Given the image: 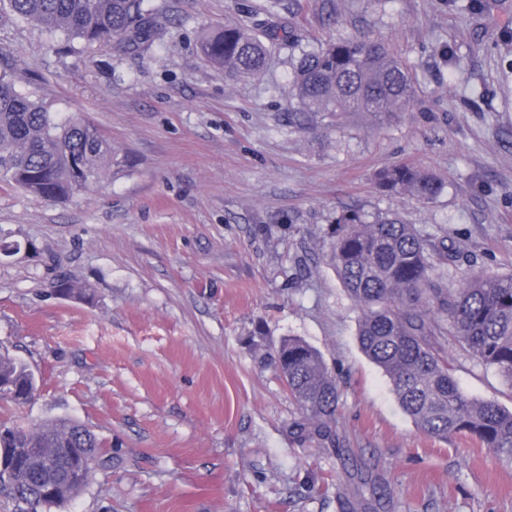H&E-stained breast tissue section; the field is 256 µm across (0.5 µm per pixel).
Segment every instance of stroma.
<instances>
[{"label":"stroma","instance_id":"35a3bbf8","mask_svg":"<svg viewBox=\"0 0 512 512\" xmlns=\"http://www.w3.org/2000/svg\"><path fill=\"white\" fill-rule=\"evenodd\" d=\"M169 22L146 52L71 53L0 10V71L59 116L93 124L112 167L65 201L0 181V352L37 391L0 423L70 420L104 463L49 512H340L337 480L368 476L364 512H512V467L420 430L361 352L359 310L327 262L338 216L394 213L455 257L512 272V0H154ZM304 43L380 39L409 68V111L296 127L292 60L228 77L197 41L258 19ZM410 165L433 200L387 194ZM90 288L65 298L57 278ZM286 336L337 375L339 443L294 442L299 412L267 355ZM460 389L512 410V385L449 345ZM388 489L373 496L372 485ZM377 181L385 192H408L421 200L433 199L442 189V184L432 174L406 165L382 169L377 175Z\"/></svg>","mask_w":512,"mask_h":512}]
</instances>
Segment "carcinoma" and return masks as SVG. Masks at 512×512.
Returning <instances> with one entry per match:
<instances>
[{"instance_id": "carcinoma-1", "label": "carcinoma", "mask_w": 512, "mask_h": 512, "mask_svg": "<svg viewBox=\"0 0 512 512\" xmlns=\"http://www.w3.org/2000/svg\"><path fill=\"white\" fill-rule=\"evenodd\" d=\"M6 2L13 15L49 36L86 47L141 49L166 34L162 12L152 0ZM274 47L288 50L294 59L289 110L301 128L325 114L365 113L381 121L414 102L407 67L384 43L367 36L304 46L294 31L259 19L250 26L226 25L201 39L197 49L205 62L229 75L259 77ZM106 165H112V150L94 127L47 111L0 75V180L59 200L97 181ZM377 181L385 192H408L421 200L442 189L432 174L406 165L382 169ZM440 253L441 247L396 215L369 219L353 212L336 218L329 261L359 308L360 348L384 371L402 410L427 434L474 441L499 463L512 466V410L464 394L443 344L452 333L460 350L512 383V273L474 275L450 288V273L437 266ZM269 359L300 413L290 433L301 441H336L342 390L321 353L300 338L287 337ZM0 376L22 388L28 367L1 357ZM4 427L15 431L16 448L67 449L66 459L76 470L84 456L101 457L97 437L71 421L37 429L0 424ZM88 483L85 478L51 496L43 469L31 470L25 487L0 471V493L12 502V512L61 506Z\"/></svg>"}]
</instances>
